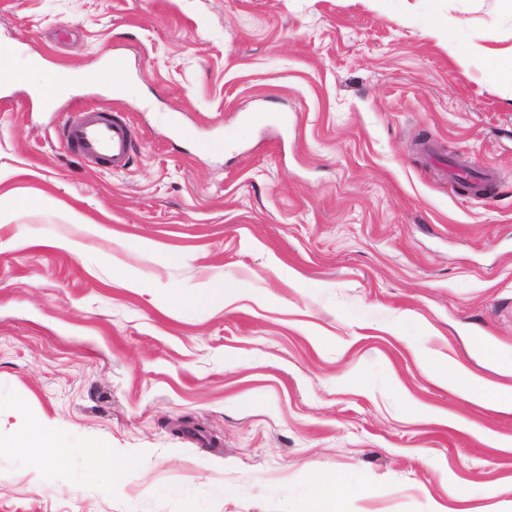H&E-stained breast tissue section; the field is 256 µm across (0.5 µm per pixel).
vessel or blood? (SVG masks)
Segmentation results:
<instances>
[{"label": "vessel or blood", "mask_w": 512, "mask_h": 512, "mask_svg": "<svg viewBox=\"0 0 512 512\" xmlns=\"http://www.w3.org/2000/svg\"><path fill=\"white\" fill-rule=\"evenodd\" d=\"M59 137L72 153L98 160L107 169L125 167L131 157L132 131L112 112H80L59 128Z\"/></svg>", "instance_id": "obj_1"}]
</instances>
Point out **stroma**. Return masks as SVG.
<instances>
[{
  "mask_svg": "<svg viewBox=\"0 0 512 512\" xmlns=\"http://www.w3.org/2000/svg\"><path fill=\"white\" fill-rule=\"evenodd\" d=\"M495 5L0 0V66L125 70L52 112L0 87V195L32 202L0 213V439L72 451L0 450V512H291L338 474L342 512H512V412L425 364L512 385V81L469 51L512 45ZM87 109L131 124L125 168L57 140ZM480 168L498 191L449 176ZM216 282L239 299L177 303ZM92 446L141 464L88 482ZM498 41L499 39L497 37L489 36L485 38V44H474L471 47L472 53L487 61L485 76L491 81H497L501 77L499 70L495 66L496 60L505 52H509L512 59V46L509 49L495 47L493 44ZM427 362L434 379L439 382H447L448 376H450L458 386L469 388L472 383L478 380L474 373L459 364L448 366L447 362L443 363L436 358H430ZM2 448H38L41 456L36 460L39 465L67 462L72 454L69 448L56 445L51 425L44 421L31 422L12 442L3 443Z\"/></svg>",
  "mask_w": 512,
  "mask_h": 512,
  "instance_id": "1",
  "label": "stroma"
}]
</instances>
